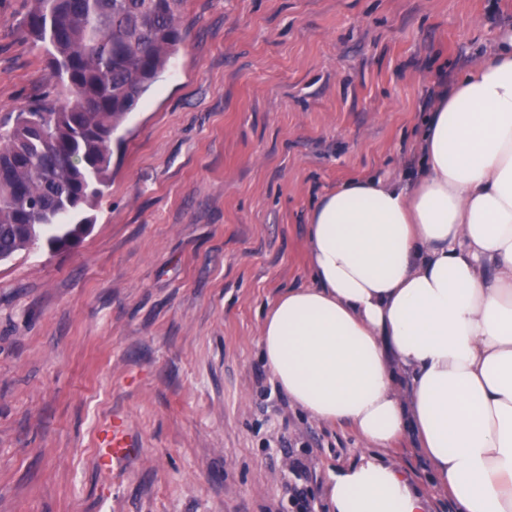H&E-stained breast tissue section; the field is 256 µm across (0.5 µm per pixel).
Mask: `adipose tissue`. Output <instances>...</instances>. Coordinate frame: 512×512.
Returning a JSON list of instances; mask_svg holds the SVG:
<instances>
[{
    "label": "adipose tissue",
    "mask_w": 512,
    "mask_h": 512,
    "mask_svg": "<svg viewBox=\"0 0 512 512\" xmlns=\"http://www.w3.org/2000/svg\"><path fill=\"white\" fill-rule=\"evenodd\" d=\"M312 285L260 331L292 403L365 449L332 512H430L397 462L416 437L457 512H512V28L444 87L414 183L356 178L309 217Z\"/></svg>",
    "instance_id": "obj_1"
}]
</instances>
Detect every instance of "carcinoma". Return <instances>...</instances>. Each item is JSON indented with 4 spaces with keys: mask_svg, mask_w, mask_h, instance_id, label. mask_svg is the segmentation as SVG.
<instances>
[{
    "mask_svg": "<svg viewBox=\"0 0 512 512\" xmlns=\"http://www.w3.org/2000/svg\"><path fill=\"white\" fill-rule=\"evenodd\" d=\"M184 0H30L23 25L45 47L55 90L0 131V261L43 240L71 250L103 194L112 137L185 42Z\"/></svg>",
    "mask_w": 512,
    "mask_h": 512,
    "instance_id": "carcinoma-1",
    "label": "carcinoma"
}]
</instances>
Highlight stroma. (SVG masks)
<instances>
[{
    "label": "stroma",
    "instance_id": "1",
    "mask_svg": "<svg viewBox=\"0 0 512 512\" xmlns=\"http://www.w3.org/2000/svg\"><path fill=\"white\" fill-rule=\"evenodd\" d=\"M0 0V128L52 81ZM185 45L112 139L111 182L70 251L0 262V512H330L360 455L294 407L261 324L311 284L309 215L415 169L439 90L512 26V0H185ZM124 420L132 456L97 440ZM427 495L413 436L388 451Z\"/></svg>",
    "mask_w": 512,
    "mask_h": 512
}]
</instances>
